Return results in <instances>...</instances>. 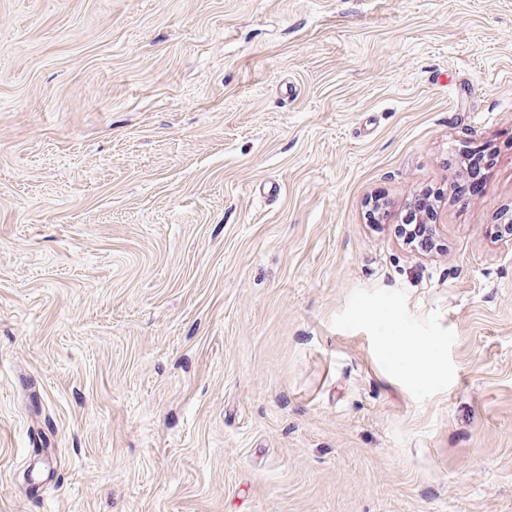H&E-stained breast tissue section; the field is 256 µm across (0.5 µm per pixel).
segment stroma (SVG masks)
<instances>
[{
    "mask_svg": "<svg viewBox=\"0 0 512 512\" xmlns=\"http://www.w3.org/2000/svg\"><path fill=\"white\" fill-rule=\"evenodd\" d=\"M511 219L512 0H0V512H512ZM495 153L488 146H479L468 151L458 163L462 176L456 190L463 195H473L482 183V177L495 164ZM432 194L422 196L417 198L415 202L412 204V208L408 211L411 217L407 220L404 219L407 217V214L404 218H402V224L404 228V237L407 238V243L409 245H413L416 250H430L433 244V228L432 224H426L422 221H419V218L413 210L419 203L424 202L428 203L429 207L434 211V206L432 204L431 198ZM398 349L409 372L418 373L428 365L427 355L417 341L400 337Z\"/></svg>",
    "mask_w": 512,
    "mask_h": 512,
    "instance_id": "obj_1",
    "label": "stroma"
}]
</instances>
